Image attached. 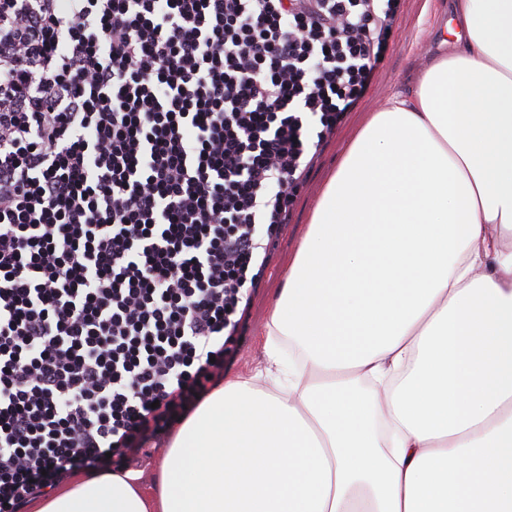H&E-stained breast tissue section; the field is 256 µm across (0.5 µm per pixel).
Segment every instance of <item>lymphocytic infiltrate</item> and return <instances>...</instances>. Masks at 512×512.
Masks as SVG:
<instances>
[{
  "label": "lymphocytic infiltrate",
  "instance_id": "1",
  "mask_svg": "<svg viewBox=\"0 0 512 512\" xmlns=\"http://www.w3.org/2000/svg\"><path fill=\"white\" fill-rule=\"evenodd\" d=\"M395 0H0V512L215 387Z\"/></svg>",
  "mask_w": 512,
  "mask_h": 512
}]
</instances>
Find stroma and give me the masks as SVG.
Here are the masks:
<instances>
[{"label":"stroma","instance_id":"stroma-1","mask_svg":"<svg viewBox=\"0 0 512 512\" xmlns=\"http://www.w3.org/2000/svg\"><path fill=\"white\" fill-rule=\"evenodd\" d=\"M451 22L448 0H400L394 25L380 47L382 58L363 98L337 123L306 171L305 186L295 197L288 222L268 254L258 288L250 294L244 327L225 359V377L247 376L264 367L262 341L271 299L281 286L324 183L366 117L391 95L411 93L442 40L449 38Z\"/></svg>","mask_w":512,"mask_h":512}]
</instances>
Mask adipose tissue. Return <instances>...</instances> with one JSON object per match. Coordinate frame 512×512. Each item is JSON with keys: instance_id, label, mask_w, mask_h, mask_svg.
<instances>
[{"instance_id": "1", "label": "adipose tissue", "mask_w": 512, "mask_h": 512, "mask_svg": "<svg viewBox=\"0 0 512 512\" xmlns=\"http://www.w3.org/2000/svg\"><path fill=\"white\" fill-rule=\"evenodd\" d=\"M367 118L268 315L267 365L178 430L152 491L33 512H512V0Z\"/></svg>"}]
</instances>
